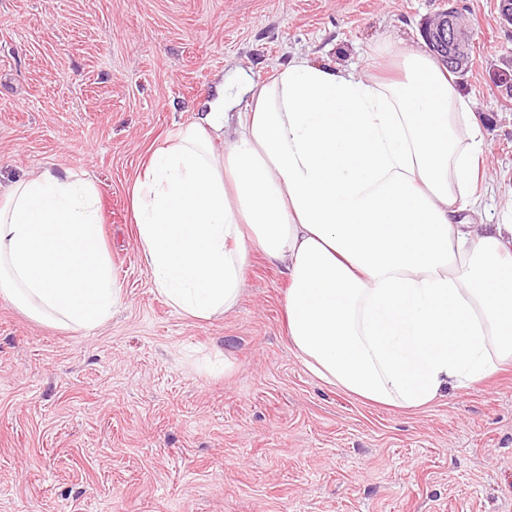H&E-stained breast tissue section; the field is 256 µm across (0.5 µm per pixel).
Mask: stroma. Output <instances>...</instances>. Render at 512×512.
<instances>
[{
    "label": "stroma",
    "mask_w": 512,
    "mask_h": 512,
    "mask_svg": "<svg viewBox=\"0 0 512 512\" xmlns=\"http://www.w3.org/2000/svg\"><path fill=\"white\" fill-rule=\"evenodd\" d=\"M457 89L487 150L478 224L512 221V30L460 0ZM448 0H0V201L44 171L92 181L122 290L91 329L0 298V512H512V365L415 410L317 379L285 333L282 268L254 254L237 305L186 317L155 290L128 189L207 111L290 61L363 71L424 49Z\"/></svg>",
    "instance_id": "1"
}]
</instances>
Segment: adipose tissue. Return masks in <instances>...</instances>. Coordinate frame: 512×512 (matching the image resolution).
Wrapping results in <instances>:
<instances>
[{"instance_id": "adipose-tissue-1", "label": "adipose tissue", "mask_w": 512, "mask_h": 512, "mask_svg": "<svg viewBox=\"0 0 512 512\" xmlns=\"http://www.w3.org/2000/svg\"><path fill=\"white\" fill-rule=\"evenodd\" d=\"M388 73L295 59L229 115L223 98L153 151L131 187L142 260L174 310L233 308L253 253L282 264L287 336L325 383L429 405L512 361V224H474L484 140L427 53ZM0 297L93 329L121 290L95 186L45 171L0 203Z\"/></svg>"}]
</instances>
